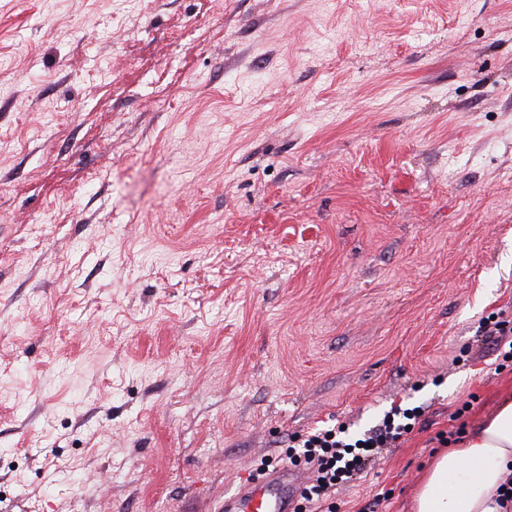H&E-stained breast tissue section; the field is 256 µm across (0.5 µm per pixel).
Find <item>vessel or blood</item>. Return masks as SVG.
Wrapping results in <instances>:
<instances>
[{"instance_id":"vessel-or-blood-1","label":"vessel or blood","mask_w":512,"mask_h":512,"mask_svg":"<svg viewBox=\"0 0 512 512\" xmlns=\"http://www.w3.org/2000/svg\"><path fill=\"white\" fill-rule=\"evenodd\" d=\"M300 480L292 467H275L258 483L235 489L224 498V512H293Z\"/></svg>"}]
</instances>
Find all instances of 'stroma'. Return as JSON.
Wrapping results in <instances>:
<instances>
[{
    "label": "stroma",
    "instance_id": "1",
    "mask_svg": "<svg viewBox=\"0 0 512 512\" xmlns=\"http://www.w3.org/2000/svg\"><path fill=\"white\" fill-rule=\"evenodd\" d=\"M512 0H0V512H221L289 436L512 391ZM491 319V317H487V319L483 320L479 325L483 336L491 338V342L495 346V350L500 353L503 359L512 358V321H492ZM507 345L508 350H506Z\"/></svg>",
    "mask_w": 512,
    "mask_h": 512
}]
</instances>
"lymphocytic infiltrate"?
I'll return each instance as SVG.
<instances>
[{
  "mask_svg": "<svg viewBox=\"0 0 512 512\" xmlns=\"http://www.w3.org/2000/svg\"><path fill=\"white\" fill-rule=\"evenodd\" d=\"M416 408H394L382 422L353 438L341 429H321L291 437L286 457L309 474L295 512H334L333 496L339 484L364 472L368 463L408 433L411 420L420 417Z\"/></svg>",
  "mask_w": 512,
  "mask_h": 512,
  "instance_id": "lymphocytic-infiltrate-1",
  "label": "lymphocytic infiltrate"
}]
</instances>
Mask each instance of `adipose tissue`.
I'll list each match as a JSON object with an SVG mask.
<instances>
[{"label":"adipose tissue","instance_id":"1","mask_svg":"<svg viewBox=\"0 0 512 512\" xmlns=\"http://www.w3.org/2000/svg\"><path fill=\"white\" fill-rule=\"evenodd\" d=\"M512 476V397L437 455L412 499L413 512H504L499 488Z\"/></svg>","mask_w":512,"mask_h":512}]
</instances>
